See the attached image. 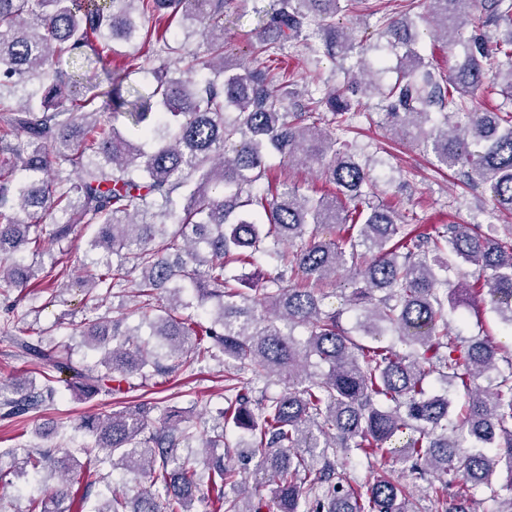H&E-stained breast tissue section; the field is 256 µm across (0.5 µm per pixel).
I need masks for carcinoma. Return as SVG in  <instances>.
<instances>
[{
	"mask_svg": "<svg viewBox=\"0 0 512 512\" xmlns=\"http://www.w3.org/2000/svg\"><path fill=\"white\" fill-rule=\"evenodd\" d=\"M363 0H274L269 21L250 36L254 53L299 45L309 61L345 58L364 48L356 28L327 20ZM485 23L508 29L490 39L467 29L477 4ZM235 0H0V286L53 288L65 276L61 248L80 225L94 227L82 283L109 296L134 287L141 301L128 314L86 318L74 328L101 356L91 369L42 348L17 305L0 319L19 357L41 365L43 384L17 385L0 400L3 417H20L53 400L55 374L87 396L114 395L130 379L166 377L200 358L224 355V407L203 448L224 444L232 427L261 450L259 468L273 483L276 512H425L415 489L429 481L434 512H477V493L512 512V352L489 339L448 333V307L487 294L512 328V224H442L404 220L375 202V162L360 155L361 101L326 87L316 98L299 75L256 59L228 62L224 12ZM377 30L371 59L360 57L353 82L378 98L384 125L434 154L436 161L490 191L489 218L512 217V111L482 112L472 98L497 88L512 100V0H424L438 39L463 48V61L436 73L411 48L410 15ZM188 21L172 43L140 21ZM315 23L323 47L303 34ZM205 50L192 48L195 36ZM129 47L112 69L114 45ZM93 52L105 72L112 113L63 70L66 57ZM400 75L382 85L387 57ZM147 69L152 86L128 100L123 85ZM316 165L335 191L306 195L268 179V158ZM337 229L324 238L321 229ZM59 246V256L51 255ZM31 251L30 264L14 259ZM50 255L44 262L43 256ZM261 256L274 272L260 288L226 268ZM471 270L475 288L448 278ZM346 271L354 284L345 327L326 310L325 287ZM219 299L202 320L175 315L190 291ZM169 305L150 302L155 292ZM308 328L304 338L295 336ZM398 330L400 352L380 344ZM371 338L377 345L363 343ZM437 375L442 391H430ZM283 384L277 394L271 384ZM465 392L455 410L450 393ZM142 401L79 425L90 437L88 461L147 478L127 499L113 495L94 512H194L204 491L214 512H270L256 489L221 455L182 456L196 433L183 415ZM405 441L395 446V438ZM411 482L384 470L360 480L339 468L391 457Z\"/></svg>",
	"mask_w": 512,
	"mask_h": 512,
	"instance_id": "1",
	"label": "carcinoma"
}]
</instances>
